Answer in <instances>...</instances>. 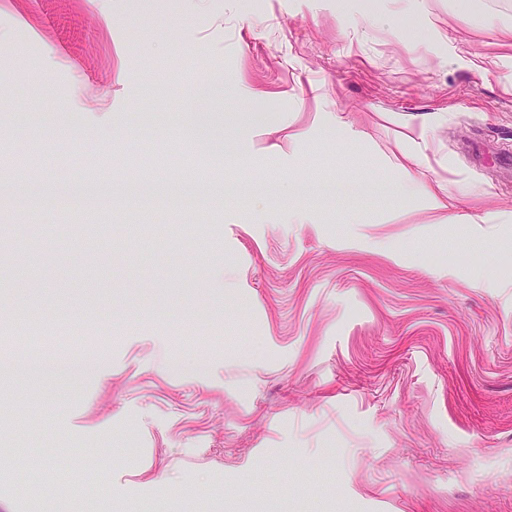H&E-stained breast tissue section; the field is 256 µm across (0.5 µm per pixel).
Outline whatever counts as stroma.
<instances>
[{"mask_svg": "<svg viewBox=\"0 0 512 512\" xmlns=\"http://www.w3.org/2000/svg\"><path fill=\"white\" fill-rule=\"evenodd\" d=\"M481 3L0 0V146L42 163L0 162V506L512 512V0ZM172 145L195 170L146 164ZM86 174L203 199L33 207ZM59 317L103 347L33 379L58 355L14 329ZM166 203L168 207L177 212L194 208L198 203V194L191 181L167 189ZM428 208L434 213L435 224H462L466 215L448 214V190L439 185L437 189L426 191Z\"/></svg>", "mask_w": 512, "mask_h": 512, "instance_id": "obj_1", "label": "stroma"}]
</instances>
